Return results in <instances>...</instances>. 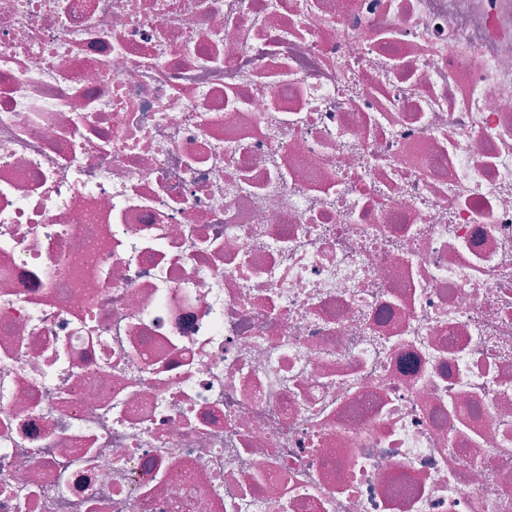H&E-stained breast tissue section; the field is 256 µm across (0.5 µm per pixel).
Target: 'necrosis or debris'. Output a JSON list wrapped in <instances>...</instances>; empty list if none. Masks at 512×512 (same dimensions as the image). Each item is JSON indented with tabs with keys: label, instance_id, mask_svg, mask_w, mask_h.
Wrapping results in <instances>:
<instances>
[{
	"label": "necrosis or debris",
	"instance_id": "4bbe7bcc",
	"mask_svg": "<svg viewBox=\"0 0 512 512\" xmlns=\"http://www.w3.org/2000/svg\"><path fill=\"white\" fill-rule=\"evenodd\" d=\"M0 512H512V0H0Z\"/></svg>",
	"mask_w": 512,
	"mask_h": 512
}]
</instances>
